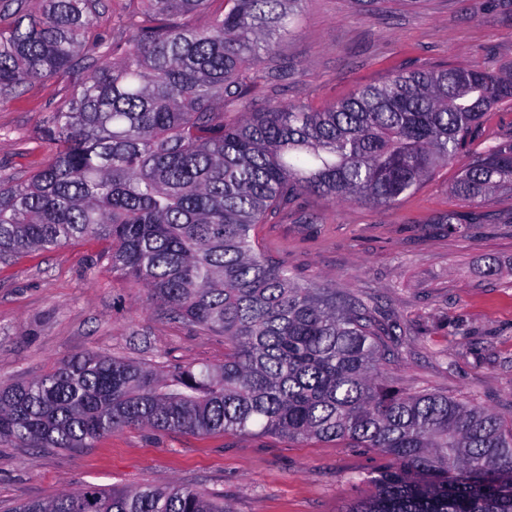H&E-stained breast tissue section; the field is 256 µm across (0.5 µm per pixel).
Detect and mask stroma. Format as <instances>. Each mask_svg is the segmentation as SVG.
<instances>
[{
    "mask_svg": "<svg viewBox=\"0 0 512 512\" xmlns=\"http://www.w3.org/2000/svg\"><path fill=\"white\" fill-rule=\"evenodd\" d=\"M512 68V0H303L299 27L259 71L250 110L320 109L357 87L418 68ZM74 77L35 82L0 100V180L28 178L53 159L41 127ZM512 135V102L494 107L468 149L390 209L301 194L257 225L262 250L299 276L332 284L399 325L402 356L384 374L400 390H432L512 417V189L487 218L448 234L460 209L452 186L475 151ZM84 238L0 264V387L37 378L92 352L148 365H220L224 338L166 316L137 281L100 263ZM388 464L367 448L261 434L124 429L90 448L0 442V512L88 485L106 490L178 484L233 512H345L370 495Z\"/></svg>",
    "mask_w": 512,
    "mask_h": 512,
    "instance_id": "obj_1",
    "label": "stroma"
}]
</instances>
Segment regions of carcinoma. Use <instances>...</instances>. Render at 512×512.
I'll return each instance as SVG.
<instances>
[{
  "label": "carcinoma",
  "mask_w": 512,
  "mask_h": 512,
  "mask_svg": "<svg viewBox=\"0 0 512 512\" xmlns=\"http://www.w3.org/2000/svg\"><path fill=\"white\" fill-rule=\"evenodd\" d=\"M140 0L127 42L111 40L102 0H39L0 28V99L78 75L41 138L54 161L0 181V261L80 237L110 243L112 272L168 314L224 334V364L164 370L80 353L0 389V440L90 448L125 428L198 435L258 431L339 441L390 460L375 491L345 512H512V423L383 376L398 326L362 299L273 261L251 235L302 193L388 209L463 150L512 70L401 71L313 110L245 106L275 39L297 29L300 0ZM512 186V136L475 152L453 190L490 206ZM476 216L451 210L456 233ZM15 512H231L181 485L87 486Z\"/></svg>",
  "instance_id": "cac0c4a2"
}]
</instances>
